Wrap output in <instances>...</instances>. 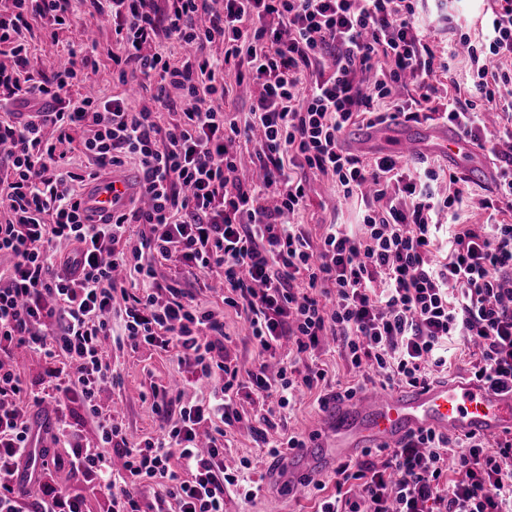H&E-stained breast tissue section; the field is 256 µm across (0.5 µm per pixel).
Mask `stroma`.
Masks as SVG:
<instances>
[{"instance_id": "stroma-1", "label": "stroma", "mask_w": 512, "mask_h": 512, "mask_svg": "<svg viewBox=\"0 0 512 512\" xmlns=\"http://www.w3.org/2000/svg\"><path fill=\"white\" fill-rule=\"evenodd\" d=\"M482 4L480 0H425L422 13L431 20L429 42L438 47L448 46L453 38L447 30V20L464 19L476 21ZM78 20L75 26L60 34L58 41H51L41 26H33L28 35L30 44V67L33 71L46 70L67 48L85 45L87 38H94L99 44L96 66L82 70V85L92 86L102 97L121 93L122 87L112 79V62L106 54L112 44V27L92 6L90 0H78L76 4ZM426 157L435 164L447 167L460 178L459 186L470 197L469 221L473 224L484 222L485 214L480 200L491 195L494 183H472L465 179L463 163L449 162L446 157L433 149H426ZM359 219L356 202L343 199L332 186L324 181L316 182L310 204L302 220L311 231H318L320 225L330 222L354 224ZM112 366L121 375V383L116 387L105 388L100 394V402L111 407L116 419L121 422L130 438L140 440L158 437L162 421L143 396L149 393L151 385L182 384L184 398H204L209 386L188 382L186 371L179 369L172 354H153L124 350L113 359ZM243 419L232 430L229 446L224 451V465L234 469L241 460L257 462L259 471H266L271 463L265 457L262 443L257 442L255 430L259 428L260 413L251 405H244ZM314 500L307 489L289 491L287 484H265L263 492L252 500L230 496L225 501L226 512H312Z\"/></svg>"}]
</instances>
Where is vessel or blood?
Instances as JSON below:
<instances>
[{
  "mask_svg": "<svg viewBox=\"0 0 512 512\" xmlns=\"http://www.w3.org/2000/svg\"><path fill=\"white\" fill-rule=\"evenodd\" d=\"M390 143L413 159L423 143H432L450 159L473 154L474 148L457 128L436 125L386 124L350 131L344 145L360 153ZM133 173H112L90 180L82 194L87 222L107 224L139 192ZM319 434L306 448L287 454L274 466L289 486L332 471L356 458L362 449L397 447L414 432L433 430L446 435L475 434L488 439L512 433V391L489 387L464 377H450L422 388L367 390L329 404L318 421Z\"/></svg>",
  "mask_w": 512,
  "mask_h": 512,
  "instance_id": "1",
  "label": "vessel or blood"
}]
</instances>
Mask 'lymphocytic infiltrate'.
Wrapping results in <instances>:
<instances>
[{
  "label": "lymphocytic infiltrate",
  "mask_w": 512,
  "mask_h": 512,
  "mask_svg": "<svg viewBox=\"0 0 512 512\" xmlns=\"http://www.w3.org/2000/svg\"><path fill=\"white\" fill-rule=\"evenodd\" d=\"M112 24L107 54L119 84L138 100L64 98L97 46L69 50L64 67L29 68L25 33L51 40L78 19L74 0H6L0 6V512H90L87 489L106 512H224L227 495L257 497L224 466L239 401L287 418L294 394L329 384L317 360L335 344L365 389L426 385L448 376L460 344L479 350L470 375L512 390V0H485L480 41L457 32L447 55L424 41L417 0H95ZM176 42L182 56L168 49ZM224 52L212 54L214 44ZM466 50L467 98L438 97L437 75ZM246 115L223 108L241 86ZM450 123L492 156L495 196L485 223L463 220L469 198L455 174L393 155L367 160L342 143L348 128L387 121ZM91 129V137L78 133ZM80 142L91 177L135 160L142 205L108 224L84 222L71 171ZM252 144L254 179L239 174L238 143ZM356 201V224H325L312 236L300 216L310 179ZM452 193L442 194L441 183ZM141 224L137 245L125 237ZM73 245L63 258L54 242ZM224 278L225 310L257 350L241 370L222 312L204 309L180 281L159 282L155 263ZM122 308L113 326L114 306ZM173 352L208 399L182 400L152 386L160 437L129 442L98 401L118 375L106 344ZM42 355L45 396L80 403L94 439L70 441L56 423L58 453L40 459V494L13 482L30 455L28 389L14 363ZM84 489L56 485L60 462ZM155 484L152 500L141 489ZM314 485L315 512H512V439L431 431L397 448H369L336 470L334 493Z\"/></svg>",
  "instance_id": "lymphocytic-infiltrate-1"
}]
</instances>
